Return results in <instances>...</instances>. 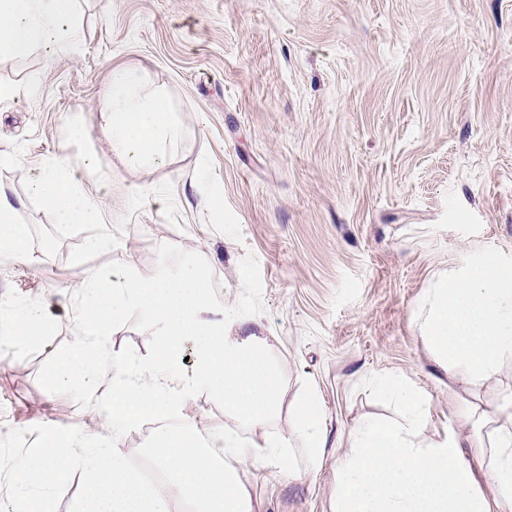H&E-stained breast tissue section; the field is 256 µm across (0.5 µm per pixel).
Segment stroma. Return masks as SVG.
Returning <instances> with one entry per match:
<instances>
[{
  "mask_svg": "<svg viewBox=\"0 0 512 512\" xmlns=\"http://www.w3.org/2000/svg\"><path fill=\"white\" fill-rule=\"evenodd\" d=\"M75 12L79 52L0 54V84L39 81L0 100V151L16 157L0 185L22 198L38 258L0 259V302L42 303L55 324L42 343L0 353V455L26 457L60 423L100 426L93 399L46 379L74 346L86 271L188 259L265 339L284 381L274 428H287L305 384L323 411L316 469L241 468L259 512H333L350 431L397 415L379 376L427 398L419 440L468 444L454 407L492 412L512 362L478 386L438 373L420 301L483 252L512 263V0H76ZM117 68L171 102L183 136L162 166L127 167L102 133ZM74 117L86 135L69 143ZM62 150L101 223H56L32 195L31 174ZM208 186L222 214L202 204ZM101 233L111 251L85 253ZM153 340L138 312L112 336L136 359Z\"/></svg>",
  "mask_w": 512,
  "mask_h": 512,
  "instance_id": "obj_1",
  "label": "stroma"
}]
</instances>
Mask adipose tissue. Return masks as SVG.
Here are the masks:
<instances>
[{
  "mask_svg": "<svg viewBox=\"0 0 512 512\" xmlns=\"http://www.w3.org/2000/svg\"><path fill=\"white\" fill-rule=\"evenodd\" d=\"M75 0H0V53L24 58L39 49L80 51ZM103 133L132 168L165 162L179 138L167 97L147 92L137 75L113 70L102 104ZM33 195L49 202L56 223L95 224L100 210L67 156L44 163L30 179ZM22 199L0 186V258L32 262L27 225L17 221ZM79 336L70 357L48 372L57 387H76L96 398L104 428L120 432L144 420L166 419L152 438L150 457L167 475L144 482L125 465L120 449L99 437L94 447L72 428L46 433L25 464L26 477L10 512H55V491L74 471L90 476L73 512H173L174 501L191 512H255L239 468L247 463L292 470L296 447L314 468L327 446L323 412L313 390L295 406L290 430L270 432L282 391L266 342L250 332L235 308L218 303L210 279L195 263L176 272L145 275L124 264L93 270L78 283ZM144 313L156 334L153 356L137 362L109 342L128 312ZM420 331L438 367L471 385L488 380L512 360V264L483 253L465 273L437 281L426 292ZM52 324L35 304L0 309V347L15 349L50 335ZM197 341L194 374L181 373L186 339ZM380 384L399 401L402 421L365 420L350 432L352 444L338 460L334 512H491L512 506V392L492 414L455 409L471 423L470 455L456 438L419 445L413 440L426 400L396 379ZM224 401V415L252 431L245 438L219 427L179 421L198 388ZM485 485H478V476Z\"/></svg>",
  "mask_w": 512,
  "mask_h": 512,
  "instance_id": "adipose-tissue-1",
  "label": "adipose tissue"
}]
</instances>
